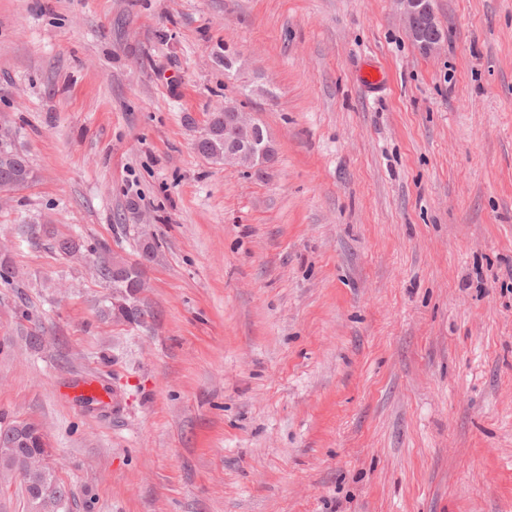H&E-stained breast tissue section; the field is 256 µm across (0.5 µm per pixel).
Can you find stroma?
I'll use <instances>...</instances> for the list:
<instances>
[{
	"instance_id": "35a3bbf8",
	"label": "stroma",
	"mask_w": 512,
	"mask_h": 512,
	"mask_svg": "<svg viewBox=\"0 0 512 512\" xmlns=\"http://www.w3.org/2000/svg\"><path fill=\"white\" fill-rule=\"evenodd\" d=\"M432 8L429 54L396 0H0L37 174L0 194V419L43 425L75 512H512V0ZM227 100L267 166L196 151ZM46 221L152 242L154 321L103 319ZM93 377L119 409L66 396Z\"/></svg>"
}]
</instances>
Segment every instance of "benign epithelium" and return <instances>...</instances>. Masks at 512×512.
<instances>
[{
	"instance_id": "benign-epithelium-1",
	"label": "benign epithelium",
	"mask_w": 512,
	"mask_h": 512,
	"mask_svg": "<svg viewBox=\"0 0 512 512\" xmlns=\"http://www.w3.org/2000/svg\"><path fill=\"white\" fill-rule=\"evenodd\" d=\"M405 24L426 51L439 50L444 37L438 28L430 0H397ZM224 112V161L227 167L256 168L274 158L275 149L254 114L226 101Z\"/></svg>"
}]
</instances>
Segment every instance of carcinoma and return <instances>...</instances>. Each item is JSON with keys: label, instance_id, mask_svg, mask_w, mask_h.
<instances>
[{"label": "carcinoma", "instance_id": "carcinoma-1", "mask_svg": "<svg viewBox=\"0 0 512 512\" xmlns=\"http://www.w3.org/2000/svg\"><path fill=\"white\" fill-rule=\"evenodd\" d=\"M204 157L224 156V113H216L211 133L196 143ZM36 175L26 155L15 144L11 128H0V190L11 191L34 182ZM24 234L37 243L45 240L58 255L81 258L93 268L96 278L113 289L108 305L101 314L117 322L147 325L154 313L140 304L138 293L143 288L137 263L118 261L106 245L83 253L82 245L73 237L58 235L48 224H25ZM47 448L44 434L31 420H14L0 427V474L20 481L25 503L38 494L47 500V512H65L54 508V501L73 498L71 488L56 472L42 464Z\"/></svg>", "mask_w": 512, "mask_h": 512}]
</instances>
